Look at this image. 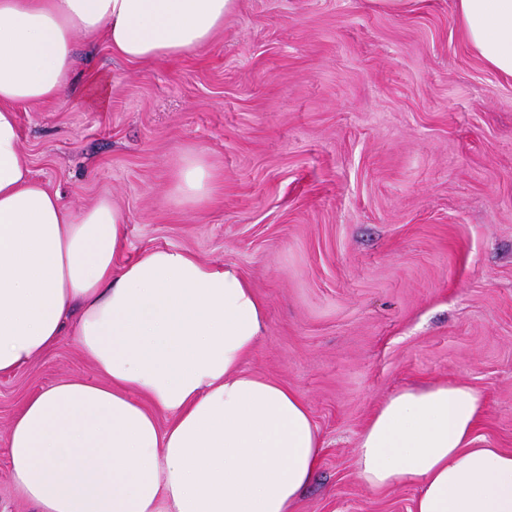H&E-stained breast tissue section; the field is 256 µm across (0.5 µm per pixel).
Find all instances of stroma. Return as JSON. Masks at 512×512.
<instances>
[{
    "instance_id": "stroma-1",
    "label": "stroma",
    "mask_w": 512,
    "mask_h": 512,
    "mask_svg": "<svg viewBox=\"0 0 512 512\" xmlns=\"http://www.w3.org/2000/svg\"><path fill=\"white\" fill-rule=\"evenodd\" d=\"M455 0H237L206 47L136 63L78 38L66 98L19 110L20 150L73 211L125 212L119 259L180 248L236 266L266 307L245 370L307 402L324 442L297 512H410L416 486L356 475L375 408L465 382L477 434L512 450V78L457 26ZM203 151L201 208L172 176ZM95 379L71 337L0 375V512H28L7 461L23 401ZM216 178V171L202 152L191 151L182 159L175 174L173 198L182 206L200 208L210 200Z\"/></svg>"
}]
</instances>
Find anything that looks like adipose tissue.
<instances>
[{"mask_svg": "<svg viewBox=\"0 0 512 512\" xmlns=\"http://www.w3.org/2000/svg\"><path fill=\"white\" fill-rule=\"evenodd\" d=\"M466 43L512 77V0H456ZM236 0H0V374L75 336L98 378L30 395L9 431L34 512H296L323 441L308 404L243 363L266 310L233 265L154 248L119 263L126 217L104 197L72 212L22 159L19 108L70 90L77 37L136 62L211 43ZM216 171L182 160L173 197L196 209ZM463 382L407 388L371 415L369 487L416 485L413 512H512V451L476 433ZM167 424H160V416Z\"/></svg>", "mask_w": 512, "mask_h": 512, "instance_id": "adipose-tissue-1", "label": "adipose tissue"}]
</instances>
